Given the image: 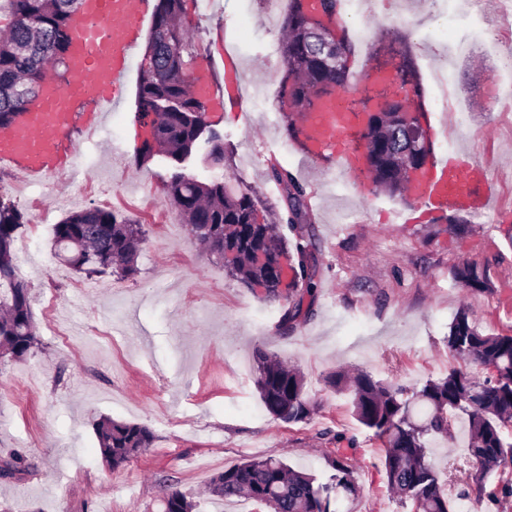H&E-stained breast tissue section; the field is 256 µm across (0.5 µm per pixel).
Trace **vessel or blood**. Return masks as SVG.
Returning a JSON list of instances; mask_svg holds the SVG:
<instances>
[{
    "label": "vessel or blood",
    "instance_id": "1",
    "mask_svg": "<svg viewBox=\"0 0 512 512\" xmlns=\"http://www.w3.org/2000/svg\"><path fill=\"white\" fill-rule=\"evenodd\" d=\"M147 12V5H134L133 0H82L73 22L65 79L49 81L39 108L0 131V164L37 177L59 174L70 167L71 156L64 142L77 120L75 108L92 101L100 111L112 109L129 70L130 54L141 39ZM305 131L296 142L301 152L316 159L322 152H330L345 170H353V156L344 146L346 134L331 108L307 119ZM489 183L485 166L451 154L434 163L411 194L436 213L475 212L487 204Z\"/></svg>",
    "mask_w": 512,
    "mask_h": 512
}]
</instances>
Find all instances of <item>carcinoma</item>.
<instances>
[{
    "mask_svg": "<svg viewBox=\"0 0 512 512\" xmlns=\"http://www.w3.org/2000/svg\"><path fill=\"white\" fill-rule=\"evenodd\" d=\"M80 0H0V13L9 17L8 30L0 35V127L4 128L30 111L18 92L29 90L39 98L44 88L45 66L66 67L71 45V26ZM306 0H289L282 24L283 75L279 103L283 110L300 116L314 108L322 86L332 93L350 85L349 63L354 45L340 20L338 0H321L329 34L341 51L338 64L329 68L320 45L307 33L303 15ZM185 0H157L149 39L139 64L135 121L142 124L150 112L158 114L152 134L138 153L151 159L162 150L175 171L165 184L169 200L193 238L224 264V269L248 287L265 288L267 295L283 296V289L309 293L315 288L316 270L308 263L312 239L305 225L311 223L305 206L306 188L288 170L271 165L269 178L282 187L285 213L261 212L255 192L232 179L201 182L184 171V163L201 142L213 143L212 158L224 161L220 135L207 129L206 103L191 91L189 72L195 47L182 23ZM399 62L390 64L393 83L376 77L365 84L364 98L391 93L393 85L412 87L421 97L417 72L409 50L397 51ZM348 119L357 129L369 155L367 172L376 189L405 196L407 171L414 152L397 120L385 113L381 126L361 127L355 103H349ZM27 223L23 212L0 198V353L14 360L25 359L39 345L30 305L29 285L18 275L14 247L19 230ZM285 224L294 241L276 232ZM53 242L58 255L76 271L87 275L107 272L127 278L136 271L139 246L144 242L141 225L118 214L89 206L72 212L54 225ZM285 258L293 276L282 282L277 269ZM466 288H486V276L472 265L454 271ZM448 350L466 368L426 381L418 389L385 384L367 372L353 377L334 373L328 383L337 391L353 394L356 420L385 447L383 467L387 486L413 512H459L457 500L474 497L493 500L496 493L512 495V335L483 333L466 309L460 310L448 331ZM255 386L263 407L286 425L306 423L317 410L305 394L301 374L285 367L278 357L258 346ZM481 366L488 375L468 370ZM467 419L469 467L457 481L466 490L455 496L443 479L430 453L431 438L455 439L458 414ZM94 432L102 455L112 468L126 465L148 448L150 430L137 423L103 417ZM329 474L315 475L295 470L268 456L249 459L215 476L209 489L221 500L246 498L269 512H340L343 502L354 500L358 485L352 457L341 449L328 458ZM195 504L177 489L163 496L162 512H193Z\"/></svg>",
    "mask_w": 512,
    "mask_h": 512,
    "instance_id": "cac0c4a2",
    "label": "carcinoma"
}]
</instances>
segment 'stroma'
<instances>
[{
  "instance_id": "1",
  "label": "stroma",
  "mask_w": 512,
  "mask_h": 512,
  "mask_svg": "<svg viewBox=\"0 0 512 512\" xmlns=\"http://www.w3.org/2000/svg\"><path fill=\"white\" fill-rule=\"evenodd\" d=\"M380 0L362 29L367 49L383 35L402 37L419 74L431 124L433 155L448 151L487 164L493 206L482 213L437 215L387 192L368 193L337 162L314 160L296 147L279 110L280 32L286 16L272 0H187L184 24L197 58L224 83V54L237 58L246 94L241 109L207 112L224 142L216 164L210 144L187 163L200 180L226 176L252 187L259 208L283 207L268 176L288 170L307 190L315 247L316 286L303 298L289 330L280 319L286 298H271L229 276L221 261L195 243L163 192L174 168L165 155L140 161L148 131L137 109L135 50L121 102L95 114L78 106L70 146L75 169L18 190L16 172L0 198L28 219L15 243L40 345L24 360L0 359V459L19 453L30 468L0 479V512H159L164 486L192 497L197 512H221L207 492L210 479L245 460L272 456L325 477L337 437L356 442L351 512H410L387 488L384 447L352 414V397L325 382L338 371L363 370L409 388L437 379L459 362L446 338L460 309L487 334H512V99L499 97L496 56L448 54L449 41L487 30L512 50V25L499 21L495 0ZM444 69L468 119L455 125L434 109L430 72ZM97 205L140 224L145 243L136 275L87 278L66 267L51 246L53 226ZM409 223H396L397 214ZM471 264L489 280L463 287L455 268ZM69 330L61 344L55 332ZM297 368L318 409L288 426L269 415L255 390V347ZM147 427L150 448L110 469L94 433L100 418Z\"/></svg>"
}]
</instances>
